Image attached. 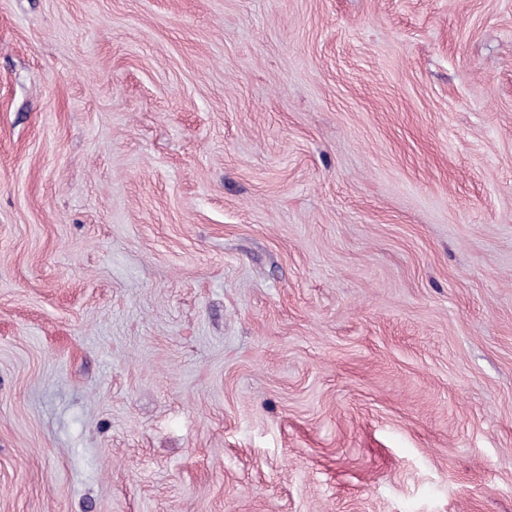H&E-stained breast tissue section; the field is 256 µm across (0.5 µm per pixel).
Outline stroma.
<instances>
[{"label": "stroma", "instance_id": "1", "mask_svg": "<svg viewBox=\"0 0 512 512\" xmlns=\"http://www.w3.org/2000/svg\"><path fill=\"white\" fill-rule=\"evenodd\" d=\"M0 512H512V0H0Z\"/></svg>", "mask_w": 512, "mask_h": 512}]
</instances>
